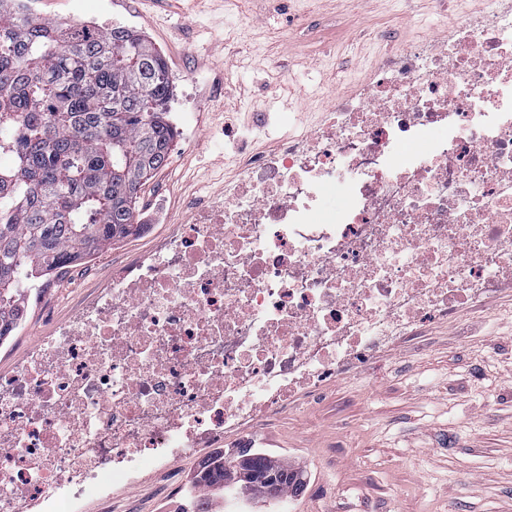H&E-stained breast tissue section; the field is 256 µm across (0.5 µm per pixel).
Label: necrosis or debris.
<instances>
[{
	"label": "necrosis or debris",
	"mask_w": 512,
	"mask_h": 512,
	"mask_svg": "<svg viewBox=\"0 0 512 512\" xmlns=\"http://www.w3.org/2000/svg\"><path fill=\"white\" fill-rule=\"evenodd\" d=\"M373 73L0 374V512L104 504L250 442L297 392L512 283V8L486 0ZM234 446L227 444L224 445L223 449L220 450L222 453L228 454L232 451ZM220 451L213 450L208 455H204L201 457L196 458H181V457H173L171 459V463L168 465L170 468H173L175 472H178L182 476V480L186 484V486L192 491L194 490V482H195V475L198 471L199 464L206 460L210 459L211 457L218 455Z\"/></svg>",
	"instance_id": "necrosis-or-debris-1"
}]
</instances>
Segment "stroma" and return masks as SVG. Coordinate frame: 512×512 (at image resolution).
I'll list each match as a JSON object with an SVG mask.
<instances>
[{"label": "stroma", "mask_w": 512, "mask_h": 512, "mask_svg": "<svg viewBox=\"0 0 512 512\" xmlns=\"http://www.w3.org/2000/svg\"><path fill=\"white\" fill-rule=\"evenodd\" d=\"M481 2L444 0L434 15L429 0H247L239 10L227 0H27L46 20L143 35L166 62L170 112L193 116L170 165L140 191L160 197L156 211H137L142 231L77 265L76 278L53 274L28 291L22 321L0 343V373L113 268L187 221L188 199L220 195L234 158L275 152L291 127L317 128L337 95L368 79L369 57L447 32ZM376 27L387 41L354 50L353 35ZM256 450L303 477L286 512H512V284L268 421ZM165 479L146 471L118 507L188 512L189 499L160 495Z\"/></svg>", "instance_id": "1"}]
</instances>
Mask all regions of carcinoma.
Listing matches in <instances>:
<instances>
[{
	"label": "carcinoma",
	"instance_id": "carcinoma-1",
	"mask_svg": "<svg viewBox=\"0 0 512 512\" xmlns=\"http://www.w3.org/2000/svg\"><path fill=\"white\" fill-rule=\"evenodd\" d=\"M171 85L149 42L115 26L36 20L0 0V339L25 314V291L64 265L138 232L135 193L168 160ZM275 499L298 489L287 465Z\"/></svg>",
	"mask_w": 512,
	"mask_h": 512
}]
</instances>
